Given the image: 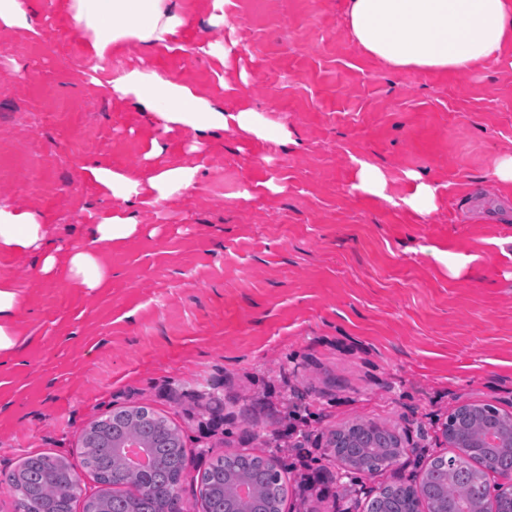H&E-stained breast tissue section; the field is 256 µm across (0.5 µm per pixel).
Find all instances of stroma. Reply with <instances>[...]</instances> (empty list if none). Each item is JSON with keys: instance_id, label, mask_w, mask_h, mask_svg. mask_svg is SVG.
Here are the masks:
<instances>
[{"instance_id": "35a3bbf8", "label": "stroma", "mask_w": 512, "mask_h": 512, "mask_svg": "<svg viewBox=\"0 0 512 512\" xmlns=\"http://www.w3.org/2000/svg\"><path fill=\"white\" fill-rule=\"evenodd\" d=\"M181 5L173 51L133 40L92 58L53 0L31 30L0 36V205L32 207L64 248L88 244L116 209L139 225L104 249L112 277L95 291L43 276L39 257L0 253L21 294L20 354L0 362V472L52 453L97 494L83 432L114 408L146 406L191 452L188 512H203L197 476L218 453L274 460L287 512H347L417 468L347 478L331 431L375 423L448 456L439 427L456 406L512 411V223H480L463 199L475 188L512 212L494 185L512 150V43L482 69L425 73L352 41L346 0ZM227 47L238 100L290 139L165 133L102 85L145 65L214 92V53ZM54 98L80 123L52 112ZM359 159L385 173L389 201L352 191ZM26 163L43 173L28 188ZM184 165L195 188L152 205L114 198L90 174ZM410 171L438 188L428 215L399 204ZM439 251L473 261L453 278Z\"/></svg>"}]
</instances>
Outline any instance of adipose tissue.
I'll return each instance as SVG.
<instances>
[{"instance_id": "ef3b65f1", "label": "adipose tissue", "mask_w": 512, "mask_h": 512, "mask_svg": "<svg viewBox=\"0 0 512 512\" xmlns=\"http://www.w3.org/2000/svg\"><path fill=\"white\" fill-rule=\"evenodd\" d=\"M58 9L89 35L97 59L112 55L132 40L153 48H179L187 23L176 0H58ZM345 23L356 44L392 68L462 72L498 59L505 44L512 41V0H349ZM222 86L224 94L217 97L163 78L147 67L122 71L106 83L112 100L135 101L165 131L183 127L202 136L213 130H232L246 138H286L284 129L267 125L245 103L226 106L235 87L227 80ZM196 172L193 166L125 172L97 167L92 175L114 198L157 202L192 188ZM137 231V224L115 213L96 224L92 246L50 250L46 247L48 227L36 211L0 206V252L42 253L43 274L65 270L77 287L88 290L110 279L101 248L122 243ZM18 302L15 282L0 275V358L11 357L16 350L12 318Z\"/></svg>"}]
</instances>
